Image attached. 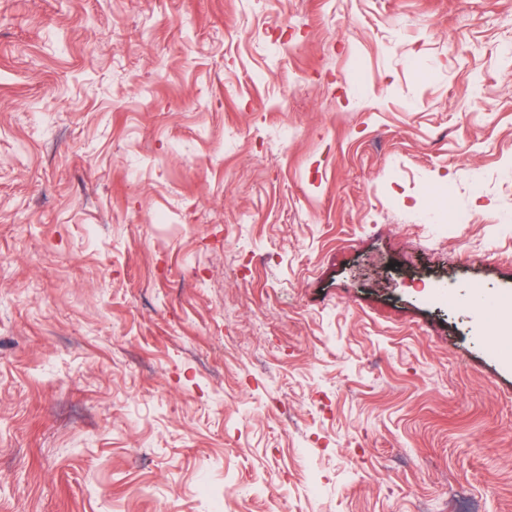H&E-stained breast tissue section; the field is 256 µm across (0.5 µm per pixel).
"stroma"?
Segmentation results:
<instances>
[{
  "label": "stroma",
  "instance_id": "obj_1",
  "mask_svg": "<svg viewBox=\"0 0 512 512\" xmlns=\"http://www.w3.org/2000/svg\"><path fill=\"white\" fill-rule=\"evenodd\" d=\"M475 283L512 0H0V512H512Z\"/></svg>",
  "mask_w": 512,
  "mask_h": 512
}]
</instances>
